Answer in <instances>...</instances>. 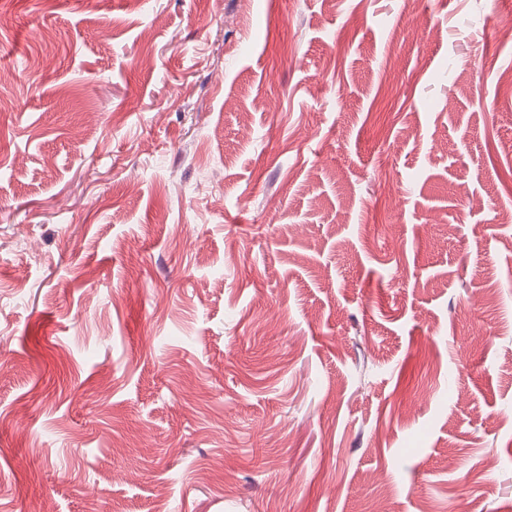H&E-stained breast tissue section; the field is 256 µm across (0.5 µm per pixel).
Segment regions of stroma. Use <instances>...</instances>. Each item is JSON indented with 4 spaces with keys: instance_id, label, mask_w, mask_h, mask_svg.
<instances>
[{
    "instance_id": "35a3bbf8",
    "label": "stroma",
    "mask_w": 512,
    "mask_h": 512,
    "mask_svg": "<svg viewBox=\"0 0 512 512\" xmlns=\"http://www.w3.org/2000/svg\"><path fill=\"white\" fill-rule=\"evenodd\" d=\"M509 25L0 0V512H512Z\"/></svg>"
}]
</instances>
